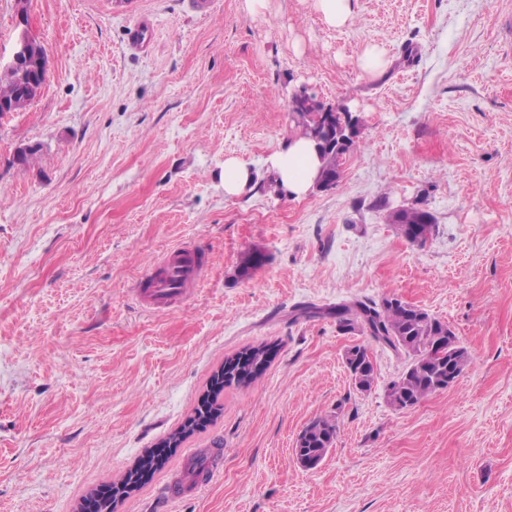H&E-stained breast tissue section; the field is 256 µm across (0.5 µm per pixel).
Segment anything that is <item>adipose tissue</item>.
Listing matches in <instances>:
<instances>
[{
  "label": "adipose tissue",
  "mask_w": 512,
  "mask_h": 512,
  "mask_svg": "<svg viewBox=\"0 0 512 512\" xmlns=\"http://www.w3.org/2000/svg\"><path fill=\"white\" fill-rule=\"evenodd\" d=\"M266 164L288 195L302 197L314 186L321 162L310 141L293 137L272 152Z\"/></svg>",
  "instance_id": "obj_1"
}]
</instances>
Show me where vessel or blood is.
<instances>
[{"instance_id":"obj_1","label":"vessel or blood","mask_w":512,"mask_h":512,"mask_svg":"<svg viewBox=\"0 0 512 512\" xmlns=\"http://www.w3.org/2000/svg\"><path fill=\"white\" fill-rule=\"evenodd\" d=\"M200 271L193 249H173L165 265L152 273L149 288L141 292L144 305L152 310L161 309L184 298L199 279Z\"/></svg>"}]
</instances>
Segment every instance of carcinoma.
I'll use <instances>...</instances> for the list:
<instances>
[{
  "label": "carcinoma",
  "mask_w": 512,
  "mask_h": 512,
  "mask_svg": "<svg viewBox=\"0 0 512 512\" xmlns=\"http://www.w3.org/2000/svg\"><path fill=\"white\" fill-rule=\"evenodd\" d=\"M22 84L17 74L6 71L0 74V102L11 101L22 94ZM295 112L291 116L297 134L316 142L314 134L328 141L315 150L321 160L318 179L323 184H336L342 177L347 156L359 146L358 120L347 112H337L330 124H324L326 113L321 103L313 99H300L298 93ZM387 221L411 243L423 244L431 236L434 216L427 209L411 205L387 213ZM264 265L263 255L246 250L238 267V276L251 277ZM304 312L328 316L336 320L345 333H358L404 355L408 363L403 372L385 388V399L395 409L413 407L428 397L448 389V376L459 377L474 361L473 354L461 345L458 336L448 323L427 310L388 296L380 302L350 301L332 307L308 306ZM274 355V348L260 344L246 348L224 361L222 372L212 375L210 388L221 395L224 388L245 386L258 379ZM344 364L355 388L360 392L371 390L375 382V367L367 348L355 344L347 349ZM337 416L325 415L308 423L299 433L295 450L321 461L337 439ZM163 462L148 455L137 464V470H128L112 483L118 493H127L139 486L141 478L161 468Z\"/></svg>",
  "instance_id": "obj_1"
}]
</instances>
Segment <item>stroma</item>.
Here are the masks:
<instances>
[{
    "mask_svg": "<svg viewBox=\"0 0 512 512\" xmlns=\"http://www.w3.org/2000/svg\"><path fill=\"white\" fill-rule=\"evenodd\" d=\"M326 25L314 0H30L46 85L0 119V512H77L191 415L225 359L275 355L221 415L187 436L118 512H148L172 480L176 512H512V0H352ZM147 50L128 42L141 18ZM377 49V75L359 58ZM308 87L359 116L329 191H271L266 157L292 135ZM36 148L30 165L19 148ZM256 175L224 195V160ZM423 203L425 244L387 224ZM176 246L212 266L181 303L135 285ZM249 248L266 257L236 274ZM395 296L474 356L448 389L396 410L405 357L300 313ZM377 367L355 390L344 353ZM334 414L311 470L298 434ZM222 441L214 451L213 441ZM218 478L196 487V461Z\"/></svg>",
    "mask_w": 512,
    "mask_h": 512,
    "instance_id": "obj_1",
    "label": "stroma"
}]
</instances>
